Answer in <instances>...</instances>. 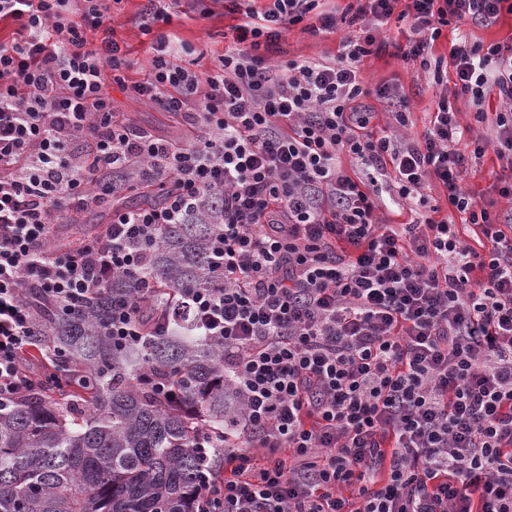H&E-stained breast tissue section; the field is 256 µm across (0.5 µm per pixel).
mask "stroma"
<instances>
[{
    "mask_svg": "<svg viewBox=\"0 0 512 512\" xmlns=\"http://www.w3.org/2000/svg\"><path fill=\"white\" fill-rule=\"evenodd\" d=\"M144 0H116L111 6L112 35L124 46L129 59L127 75L130 79H143L149 70L151 44L155 33L169 35L176 45L185 46L191 58L197 59V68L205 72L212 69L232 40L231 27L234 19L224 12V0H177L176 17L170 24H158L155 33H144L140 13ZM486 43H512V14H503L489 26L463 24L456 29L445 30L431 49L432 56L447 55L451 43L459 34ZM348 28L336 32L310 33L294 29L287 32L277 46L268 53L271 63L288 60H325L337 55L342 38L351 36ZM359 76L369 88L387 83L399 88L410 103L414 132H422L431 112L435 111L439 86L431 84L428 70L419 62L405 61L397 57L393 49L373 52L359 64ZM114 111L122 113L137 127L150 130L166 139L178 142L185 135L181 119L150 102L129 100L118 87H110ZM500 161L494 153H486L483 159L470 162L464 175L465 184L479 196V201L490 211L507 215V206L491 190L494 176L501 174ZM141 193L139 187L128 188L115 199L83 209L70 210L62 224L55 227V240L64 247L78 245L84 239L89 225L108 223L113 206H127Z\"/></svg>",
    "mask_w": 512,
    "mask_h": 512,
    "instance_id": "1",
    "label": "stroma"
}]
</instances>
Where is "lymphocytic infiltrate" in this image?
Here are the masks:
<instances>
[{
  "label": "lymphocytic infiltrate",
  "mask_w": 512,
  "mask_h": 512,
  "mask_svg": "<svg viewBox=\"0 0 512 512\" xmlns=\"http://www.w3.org/2000/svg\"><path fill=\"white\" fill-rule=\"evenodd\" d=\"M64 2L0 0V20L17 26L0 43V398L31 388L32 360L51 365L33 355L36 304L84 312L114 275L144 269L164 225L212 195L224 212L215 284L190 302L224 344L238 411L221 476L194 512H512V214H491L462 185L486 151L512 167V48L462 38L449 50L453 93L469 96L486 133L461 125L443 92L423 133L407 135V99L357 78L391 17L408 20L394 49L414 59L445 27L512 14V0H351L339 12L322 0L261 11L225 0L240 22L214 68L195 71L161 35L142 80L126 75L105 0H85L79 22ZM307 20L360 34L334 59L269 65L262 48ZM110 83L184 115L188 139L120 119ZM372 96L389 107L387 126L366 110ZM432 180L446 206L425 195ZM132 181L164 188V203L114 207L94 239L52 247L63 212ZM386 187L412 222L379 221ZM169 315L113 306L112 340L141 341Z\"/></svg>",
  "instance_id": "f902f5d3"
}]
</instances>
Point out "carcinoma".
<instances>
[{"label": "carcinoma", "instance_id": "cac0c4a2", "mask_svg": "<svg viewBox=\"0 0 512 512\" xmlns=\"http://www.w3.org/2000/svg\"><path fill=\"white\" fill-rule=\"evenodd\" d=\"M222 209L168 224L137 277H112L82 314L39 308L56 377L0 402V512H192L205 475L224 465V349L172 305L166 331L122 346L107 332L112 302L153 305L205 283ZM159 289L142 299L145 286ZM148 372L179 396L174 407Z\"/></svg>", "mask_w": 512, "mask_h": 512}]
</instances>
